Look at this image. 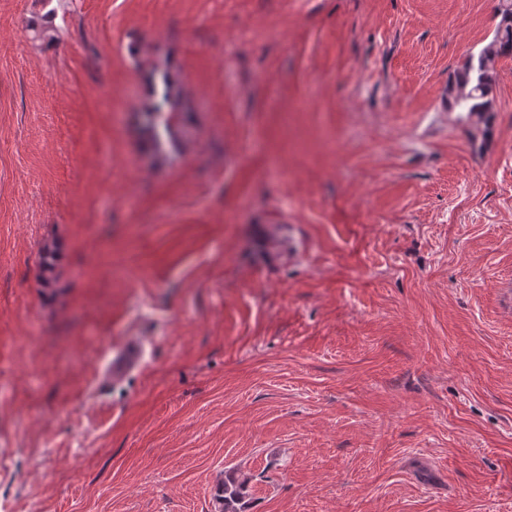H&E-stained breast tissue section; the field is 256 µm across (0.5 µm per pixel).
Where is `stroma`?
<instances>
[{
	"label": "stroma",
	"mask_w": 512,
	"mask_h": 512,
	"mask_svg": "<svg viewBox=\"0 0 512 512\" xmlns=\"http://www.w3.org/2000/svg\"><path fill=\"white\" fill-rule=\"evenodd\" d=\"M497 4L0 0V512H512V60L441 106ZM155 100L141 115V134L150 143L157 157H166L181 142L183 102L168 73L161 76L160 90H154ZM144 344L137 338L125 340L123 345L111 351L100 371V380L104 384L118 383L129 374L138 371L143 364ZM249 479L243 477L240 479H232L224 482L221 489V495L218 500L222 502V509L220 512H240V504L244 498L247 484Z\"/></svg>",
	"instance_id": "obj_1"
}]
</instances>
